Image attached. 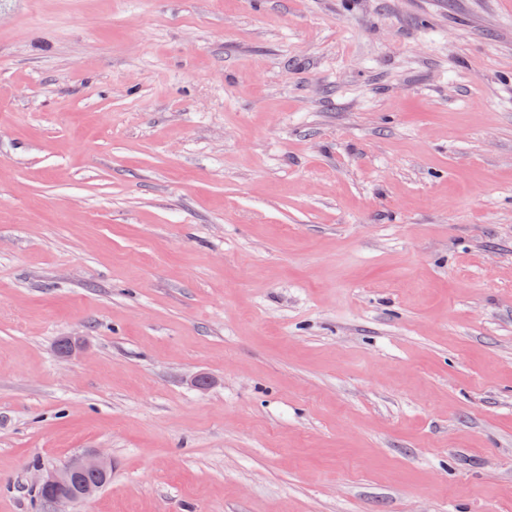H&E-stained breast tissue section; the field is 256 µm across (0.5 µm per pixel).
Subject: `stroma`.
I'll use <instances>...</instances> for the list:
<instances>
[{"label": "stroma", "instance_id": "stroma-1", "mask_svg": "<svg viewBox=\"0 0 512 512\" xmlns=\"http://www.w3.org/2000/svg\"><path fill=\"white\" fill-rule=\"evenodd\" d=\"M92 452L74 512H512V0H0V512ZM110 467V459L99 454L76 457L70 460L60 470L43 475L36 481V487L43 491L53 493L50 497V503L56 507L55 512H72L63 508L76 502L87 500L93 497L101 486L99 482L103 481V478H101L99 475H104L107 470L110 469ZM82 474H86L81 479L82 483L98 484L84 486L79 492L61 490V488L66 483L71 480H75Z\"/></svg>", "mask_w": 512, "mask_h": 512}]
</instances>
